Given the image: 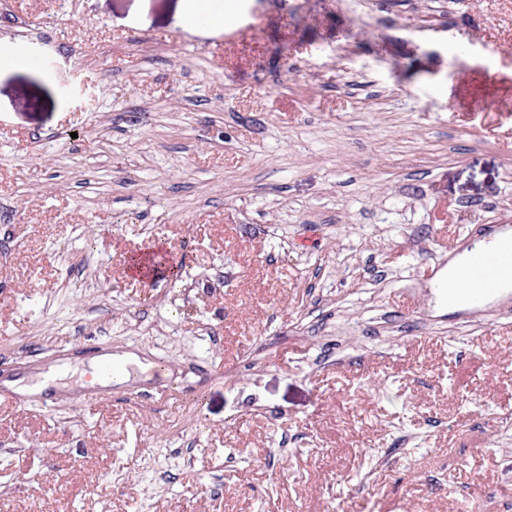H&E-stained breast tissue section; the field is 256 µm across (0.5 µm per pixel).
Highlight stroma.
<instances>
[{"label": "stroma", "mask_w": 512, "mask_h": 512, "mask_svg": "<svg viewBox=\"0 0 512 512\" xmlns=\"http://www.w3.org/2000/svg\"><path fill=\"white\" fill-rule=\"evenodd\" d=\"M190 5L0 0V379L72 357L0 406V512L512 505V295H437L512 230V0ZM102 347L165 383L81 402Z\"/></svg>", "instance_id": "obj_1"}]
</instances>
